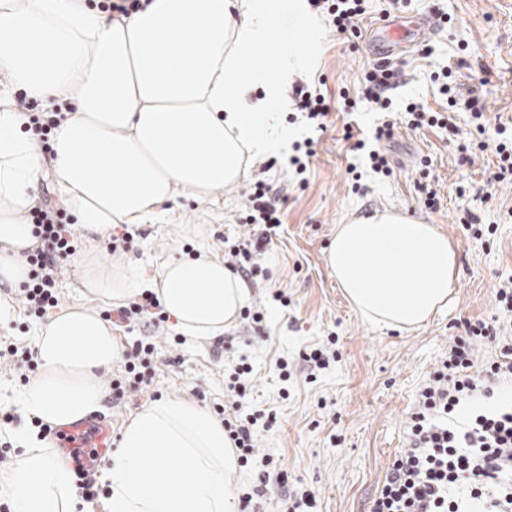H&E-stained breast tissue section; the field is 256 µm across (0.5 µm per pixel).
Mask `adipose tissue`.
I'll return each mask as SVG.
<instances>
[{
	"instance_id": "adipose-tissue-1",
	"label": "adipose tissue",
	"mask_w": 512,
	"mask_h": 512,
	"mask_svg": "<svg viewBox=\"0 0 512 512\" xmlns=\"http://www.w3.org/2000/svg\"><path fill=\"white\" fill-rule=\"evenodd\" d=\"M316 35L307 0H143L110 16L79 0H0V279L26 280L34 238L27 214L45 173L87 233L77 257L83 293L118 305L152 286L181 334L223 335L248 299L208 249L164 261L152 282L123 259L104 261L96 237L143 224L185 196L212 200L237 184L247 158L286 144L279 115L300 58L278 27ZM262 90L258 101L249 94ZM21 91L44 111L71 106L43 161L12 104ZM326 262L353 309L383 327L422 325L455 303L458 254L435 225L390 211L338 225ZM38 377L23 411L64 426L96 410L120 354L112 326L82 306L39 331ZM238 453L205 407L167 397L126 425L106 469L105 512H236ZM12 512H79L73 473L51 448L25 444L10 478Z\"/></svg>"
}]
</instances>
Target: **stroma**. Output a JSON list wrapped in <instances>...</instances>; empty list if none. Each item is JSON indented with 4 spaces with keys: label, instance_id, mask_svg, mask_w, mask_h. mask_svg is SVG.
Segmentation results:
<instances>
[{
    "label": "stroma",
    "instance_id": "1",
    "mask_svg": "<svg viewBox=\"0 0 512 512\" xmlns=\"http://www.w3.org/2000/svg\"><path fill=\"white\" fill-rule=\"evenodd\" d=\"M450 15L424 46L398 59L403 76L390 96L394 109L406 100L440 110L445 101L432 80L435 72L457 66L460 82L478 89L486 112L488 140H495L499 120L512 118V0H399L391 16L414 17L429 7ZM380 0H370L360 24L357 49L346 35L323 26L316 41L296 42L308 62L293 80L338 99L341 90L358 95L364 75L374 63L373 35L381 19ZM374 112L359 106L353 113L336 109L325 131L297 117L295 107L282 112L291 143L274 154L247 162L238 184L217 193L216 204L185 197L168 202L166 211L141 225L142 238L125 254L143 277H154L169 258L187 257L204 245L223 254L224 241L246 235L241 224L245 191L261 165L281 189L282 224L269 250L260 256L262 269L247 282V309L264 315L262 324L237 319L224 336L172 346L167 336L155 339L158 359L148 387L121 402H104L92 419L110 425L120 439L129 420L154 399L180 397L217 412L231 404L230 375L240 357L253 371L246 411L269 414L258 422L255 444L271 455L288 477V488L313 496L312 512H370L395 456L408 444V422L417 396L448 353L465 321L497 316L496 293L512 285V177L491 182L496 156L492 151L461 154L445 131L398 127L386 151L392 176L363 174L353 190L347 172L352 157L345 129L370 136ZM314 139L316 154L306 184L293 180L289 159L296 141ZM433 160L428 177H420L421 157ZM438 193L437 210L425 209L421 184ZM389 208L437 226L459 256V290L455 304L412 330L382 328L359 315L344 298L326 263V251L349 215ZM476 215L480 226L496 225L494 234L474 238L462 219ZM335 336L336 359L310 370L304 350ZM287 360L289 379H281L278 360ZM24 389L13 368L0 364V408L15 413L0 427V443L14 429L27 426L20 416Z\"/></svg>",
    "mask_w": 512,
    "mask_h": 512
}]
</instances>
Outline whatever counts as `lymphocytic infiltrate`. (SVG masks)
<instances>
[{
    "mask_svg": "<svg viewBox=\"0 0 512 512\" xmlns=\"http://www.w3.org/2000/svg\"><path fill=\"white\" fill-rule=\"evenodd\" d=\"M367 2L310 0L329 26L352 34L359 31ZM399 75L395 65L377 64L366 73L360 98L342 93L345 108L352 110L363 102L378 114L370 140H357L352 132H345V139L351 142L350 150L357 157L355 163L348 165V173H356L362 165L375 174L390 176L392 169L384 146L392 139L397 123L410 128L444 129L455 136L460 132L455 112L464 104L471 109L470 136L459 143V150L483 151L494 147L497 178L512 174V140L505 137L506 127H497L495 144L483 141L484 112L478 109L477 98L464 97L463 85L452 70L444 71V81L439 87L440 94L448 99L447 111H428L411 102L397 118L391 111L388 92ZM246 201V225L261 226L262 231L224 248L227 267L244 277L253 274L254 256L267 248L272 232L281 224L279 194L264 175H257L246 193ZM32 224L36 243L25 255L29 274L20 300L28 316L41 319L59 304L57 283L61 264L75 254L76 237L66 212L60 208L34 207ZM496 300L501 319L492 324L481 320L467 323L464 335L454 337L440 368L420 390L418 408L409 422V446L394 459L371 512H464L469 503L482 506L484 512H512V409L478 414L463 427L448 422L461 403L478 395L492 397L498 383H512V339L507 336L512 329V289L500 288ZM117 318L128 325L142 323L158 328L170 316L158 296L145 291L119 307ZM489 337L498 338L499 353L483 368H476V344L479 339ZM155 350L154 343L138 340L124 351L123 374L112 382L116 398H123L126 392L140 389L147 382ZM251 371L246 363L237 370L230 386L234 414L225 419L224 428L241 463L258 462L266 472L275 473L277 485L283 486L287 483L285 473L277 470L271 456L258 454L255 448L253 433L258 414L243 410L249 388L247 376ZM39 435L66 446L85 501L103 495L104 490L97 481L103 459L98 449L70 447V438L64 431L46 424L40 425Z\"/></svg>",
    "mask_w": 512,
    "mask_h": 512,
    "instance_id": "obj_1",
    "label": "lymphocytic infiltrate"
}]
</instances>
